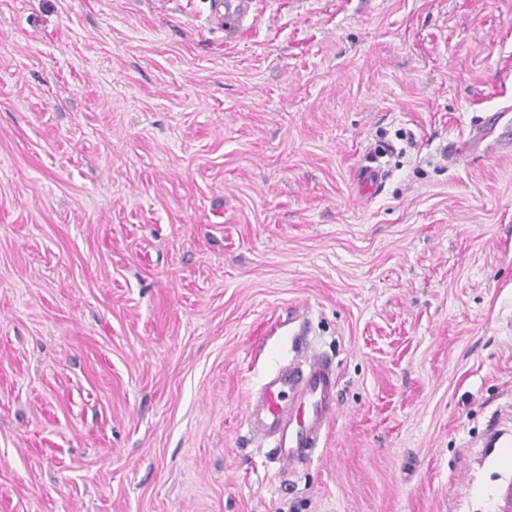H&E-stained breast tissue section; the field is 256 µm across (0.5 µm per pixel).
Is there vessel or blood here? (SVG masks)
<instances>
[{
	"label": "vessel or blood",
	"mask_w": 512,
	"mask_h": 512,
	"mask_svg": "<svg viewBox=\"0 0 512 512\" xmlns=\"http://www.w3.org/2000/svg\"><path fill=\"white\" fill-rule=\"evenodd\" d=\"M255 0H213V19L234 37L253 12ZM512 113L503 105L471 125L469 145L484 155L512 150V140L497 136L496 126ZM337 414L336 374L327 358L310 354L304 364L280 368L252 392L247 415L251 429L273 437L276 459L289 469L302 467L321 447Z\"/></svg>",
	"instance_id": "b4317fda"
}]
</instances>
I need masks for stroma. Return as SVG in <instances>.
<instances>
[{"label": "stroma", "mask_w": 512, "mask_h": 512, "mask_svg": "<svg viewBox=\"0 0 512 512\" xmlns=\"http://www.w3.org/2000/svg\"><path fill=\"white\" fill-rule=\"evenodd\" d=\"M507 100L512 0H0V512H504L512 153L446 150ZM254 8V0H213V19L221 28L224 26V36L231 38L239 32L240 21ZM247 409L251 429L274 437L276 459L290 470L302 467L322 447L337 414L331 362L307 354L303 365L273 371L252 392Z\"/></svg>", "instance_id": "obj_1"}]
</instances>
